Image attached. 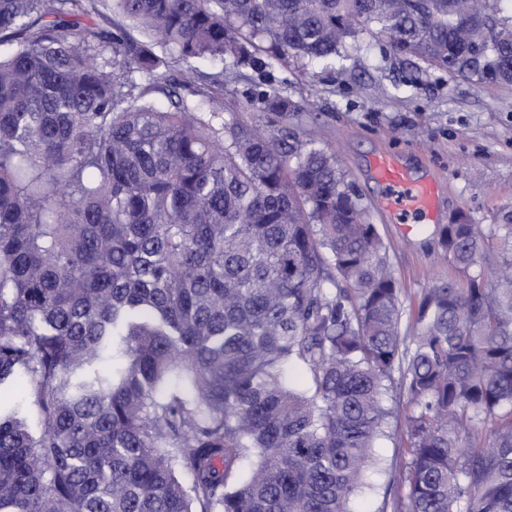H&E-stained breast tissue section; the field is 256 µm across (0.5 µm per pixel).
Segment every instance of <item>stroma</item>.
<instances>
[{
  "instance_id": "obj_1",
  "label": "stroma",
  "mask_w": 512,
  "mask_h": 512,
  "mask_svg": "<svg viewBox=\"0 0 512 512\" xmlns=\"http://www.w3.org/2000/svg\"><path fill=\"white\" fill-rule=\"evenodd\" d=\"M272 83L286 84L291 100H306L305 110L291 113L288 130L320 138L336 156L366 221L377 225L388 246L403 304L458 272L440 257L430 225L407 228L383 209V188L371 168L376 155L391 154L414 178L438 182V223L463 214L485 226L512 210V87L452 76L361 33L344 61L304 65L292 59L243 68L241 79L224 88L225 111L278 135L279 122L246 103L247 93ZM404 440L394 426L377 448L379 492L365 498V512H378L383 496H403L392 461Z\"/></svg>"
}]
</instances>
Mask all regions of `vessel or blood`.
Here are the masks:
<instances>
[{
  "label": "vessel or blood",
  "mask_w": 512,
  "mask_h": 512,
  "mask_svg": "<svg viewBox=\"0 0 512 512\" xmlns=\"http://www.w3.org/2000/svg\"><path fill=\"white\" fill-rule=\"evenodd\" d=\"M378 180L388 187L387 205L403 216L405 223L426 224L436 210L438 186L431 181L415 180L393 156L382 153L373 160Z\"/></svg>",
  "instance_id": "1"
}]
</instances>
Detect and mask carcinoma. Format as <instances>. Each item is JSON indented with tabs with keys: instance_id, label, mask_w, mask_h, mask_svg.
Masks as SVG:
<instances>
[{
	"instance_id": "1",
	"label": "carcinoma",
	"mask_w": 512,
	"mask_h": 512,
	"mask_svg": "<svg viewBox=\"0 0 512 512\" xmlns=\"http://www.w3.org/2000/svg\"><path fill=\"white\" fill-rule=\"evenodd\" d=\"M111 10L0 0V396L27 384L40 422L0 399V512H359L386 397L405 495L378 512H512V211L433 227L465 279L404 322L336 158L220 105L257 53L334 61L360 31L512 86V0Z\"/></svg>"
}]
</instances>
